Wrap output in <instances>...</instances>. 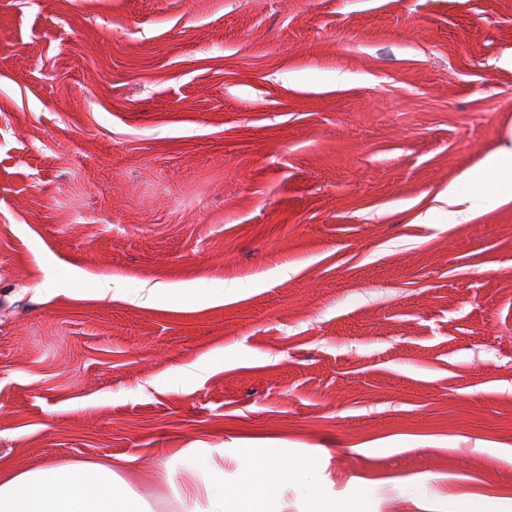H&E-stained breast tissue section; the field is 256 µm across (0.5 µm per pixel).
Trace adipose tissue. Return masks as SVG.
Returning <instances> with one entry per match:
<instances>
[{"instance_id":"obj_1","label":"adipose tissue","mask_w":512,"mask_h":512,"mask_svg":"<svg viewBox=\"0 0 512 512\" xmlns=\"http://www.w3.org/2000/svg\"><path fill=\"white\" fill-rule=\"evenodd\" d=\"M482 179L463 173L440 193L453 200L448 223L462 224L474 213L473 203L495 188L512 200V139L481 162ZM237 474L224 482V451L180 448L162 465V478L180 505L194 512H288L281 490L288 482H304L314 458H301L282 448H238ZM0 512H154L145 497L135 459L89 460L52 464L33 470L0 468Z\"/></svg>"}]
</instances>
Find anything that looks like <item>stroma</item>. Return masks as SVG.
Masks as SVG:
<instances>
[{
	"label": "stroma",
	"mask_w": 512,
	"mask_h": 512,
	"mask_svg": "<svg viewBox=\"0 0 512 512\" xmlns=\"http://www.w3.org/2000/svg\"><path fill=\"white\" fill-rule=\"evenodd\" d=\"M507 58L512 0H0V465L134 457L174 512V449L259 444L512 512V201L433 210ZM179 294L183 298H189L193 294V288H168L163 283H156L150 288H139L134 293L127 295L125 300L131 304L141 307H159L168 300Z\"/></svg>",
	"instance_id": "stroma-1"
}]
</instances>
